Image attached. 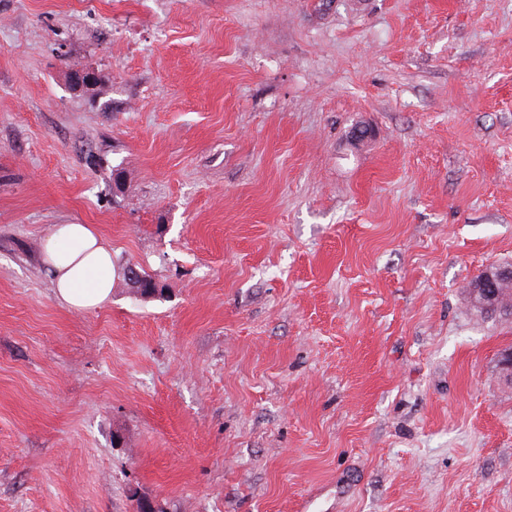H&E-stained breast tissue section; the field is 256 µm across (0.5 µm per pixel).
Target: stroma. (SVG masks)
<instances>
[{
  "mask_svg": "<svg viewBox=\"0 0 512 512\" xmlns=\"http://www.w3.org/2000/svg\"><path fill=\"white\" fill-rule=\"evenodd\" d=\"M506 263L512 0H0V512H512ZM43 252L44 270L61 303L89 309L112 298L120 270L90 224H65L46 239ZM495 274V276L493 275ZM512 267L507 266L503 267L500 270H491L488 269L481 281V289L482 295L484 296L486 301H490L491 303H485V309H495L501 306H508L509 304L512 307ZM502 280H509L506 283H502L499 285L498 291L496 282ZM511 280V281H510ZM485 284L487 286H485ZM499 294V303L495 302L496 297Z\"/></svg>",
  "mask_w": 512,
  "mask_h": 512,
  "instance_id": "obj_1",
  "label": "stroma"
}]
</instances>
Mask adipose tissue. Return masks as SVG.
I'll return each mask as SVG.
<instances>
[{
  "mask_svg": "<svg viewBox=\"0 0 512 512\" xmlns=\"http://www.w3.org/2000/svg\"><path fill=\"white\" fill-rule=\"evenodd\" d=\"M43 252L44 270L61 303L89 309L111 299L120 271L90 225L62 226L46 239Z\"/></svg>",
  "mask_w": 512,
  "mask_h": 512,
  "instance_id": "1",
  "label": "adipose tissue"
}]
</instances>
